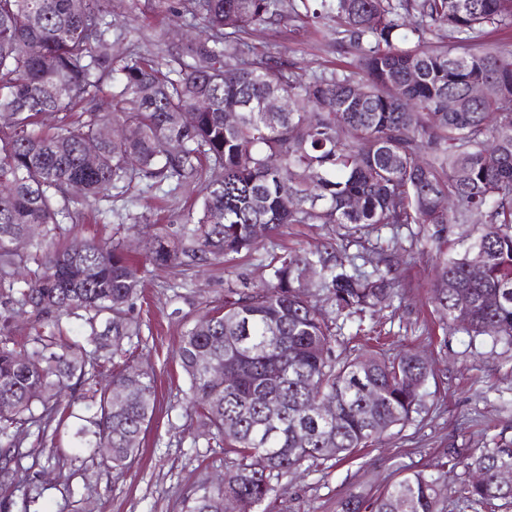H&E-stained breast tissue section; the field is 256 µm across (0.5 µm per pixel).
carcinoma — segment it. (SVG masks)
<instances>
[{
    "label": "carcinoma",
    "mask_w": 512,
    "mask_h": 512,
    "mask_svg": "<svg viewBox=\"0 0 512 512\" xmlns=\"http://www.w3.org/2000/svg\"><path fill=\"white\" fill-rule=\"evenodd\" d=\"M300 3L296 16L336 22L359 70L306 80L284 58L244 42L249 30L278 21L280 0H155L201 21L204 34L157 59L120 64L109 44L112 0H0V285L36 322L28 349L0 338L1 489L29 483L10 463L24 456L31 429L41 439L61 425L71 408L62 399L79 390L90 415L70 435L76 458L86 453L122 472L138 456L155 410L154 377L130 365L121 343L141 333L128 311L145 270L110 238L63 245L61 218L70 203L104 200L140 173L158 184H204L183 224L147 243L151 264L180 274L252 250L257 224L269 236L287 224H335L353 239L388 224L439 236L476 217L481 234L437 261L436 311L450 332L512 342V49L470 47L483 28L512 26V0ZM406 14L420 19L421 33L447 30L451 43L419 36L398 46ZM227 69L238 77L225 80ZM480 82L490 85L488 97L448 111V97ZM105 84L112 91L102 110ZM281 91L291 111L263 112L261 103ZM200 97L209 109L188 112ZM409 102L420 106L413 115ZM228 111L241 113L233 127L224 124ZM52 113L62 114L60 124L39 128L38 118ZM115 126L137 135L116 140ZM88 140L100 149L94 167L83 160ZM489 148L499 152L495 167L484 161ZM274 155L276 169L266 164ZM73 184L82 187L76 197ZM285 187L293 209L283 203ZM31 224L41 227L35 251H16ZM475 262L479 280L470 274ZM269 276L263 287L224 289V303L181 337L194 440L232 455L224 476L200 481L182 512H223L226 498L240 512H273V481L342 460L424 409L433 375L426 359L333 354L337 319L361 324L398 296L390 270L364 271L316 250L278 257ZM321 297L336 318L319 308ZM81 311L86 329L73 339L62 318ZM210 365L232 379L211 378ZM323 400L335 403L332 413L318 411ZM98 448L110 455L97 456ZM459 466L474 475L458 489L474 512L512 504V486L499 480L512 470V437L502 434L489 447L448 448L433 468L410 471L374 497L350 495L341 512H445L448 474Z\"/></svg>",
    "instance_id": "carcinoma-1"
}]
</instances>
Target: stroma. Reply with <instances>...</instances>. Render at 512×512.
<instances>
[{
  "label": "stroma",
  "mask_w": 512,
  "mask_h": 512,
  "mask_svg": "<svg viewBox=\"0 0 512 512\" xmlns=\"http://www.w3.org/2000/svg\"><path fill=\"white\" fill-rule=\"evenodd\" d=\"M298 6L299 0H281L280 21L251 30L246 41L257 50L281 53L306 78L355 66L354 53L339 45L333 23L299 26L294 19ZM115 26L109 39L118 59L161 55L167 42L198 32L190 19L149 9L146 0H139L132 18H116ZM200 197L195 183L155 186L139 178L133 190L118 188L110 201L79 207L76 218L64 222V235L79 244L116 234L138 257L145 225L177 227ZM137 216L142 219L138 226L133 223ZM481 230V225L468 224L438 240L416 224L383 226L362 242L348 243L339 239L335 225L291 224L259 240L251 252L228 255L194 276L176 278L168 269L149 267L131 309L142 334L123 343L133 354V365L155 377L156 411L140 456L129 470L110 472L88 459L54 456L53 435L40 444L26 438L21 464L43 476L41 512H180L198 482L223 474V449L193 441L195 425L184 415L186 378L176 350L188 325L222 304L226 286L245 289L267 282L270 263L290 251L328 248L352 256L388 243L387 251L373 250L371 258L396 273L398 297L364 325L344 322L334 350L341 358L354 356L356 331L380 334L388 338L391 352L410 350L426 357L434 375L424 389L427 413L332 468L282 477L274 484L275 512H339L348 494H376L409 468L432 464L444 448H482L495 435H512V346L475 342L461 330L444 334L431 303L437 257L460 252L463 238H476Z\"/></svg>",
  "instance_id": "1"
}]
</instances>
